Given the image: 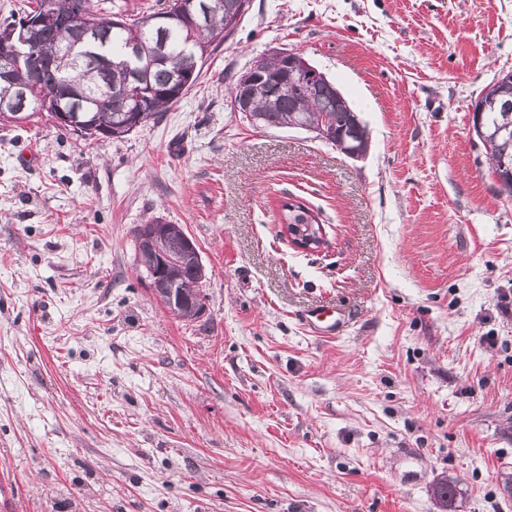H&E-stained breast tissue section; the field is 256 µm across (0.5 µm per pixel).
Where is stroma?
I'll return each mask as SVG.
<instances>
[{
	"instance_id": "35a3bbf8",
	"label": "stroma",
	"mask_w": 512,
	"mask_h": 512,
	"mask_svg": "<svg viewBox=\"0 0 512 512\" xmlns=\"http://www.w3.org/2000/svg\"><path fill=\"white\" fill-rule=\"evenodd\" d=\"M282 48L357 108L364 158L230 111ZM510 71L512 0H250L125 138L0 121V512H436L443 476L512 512V197L469 117ZM155 216L200 249L194 321L137 267ZM288 207V216L292 223L288 224V216H283V232L288 237L291 244L302 251H316L321 249L325 244V232L322 224H306L305 223V206L301 203L290 204L285 201L282 204V210ZM296 208L295 213H291L289 208ZM316 226H318L316 228ZM305 324L309 331L317 336H334L336 331H340L344 323L332 314L320 311L314 315H308Z\"/></svg>"
}]
</instances>
